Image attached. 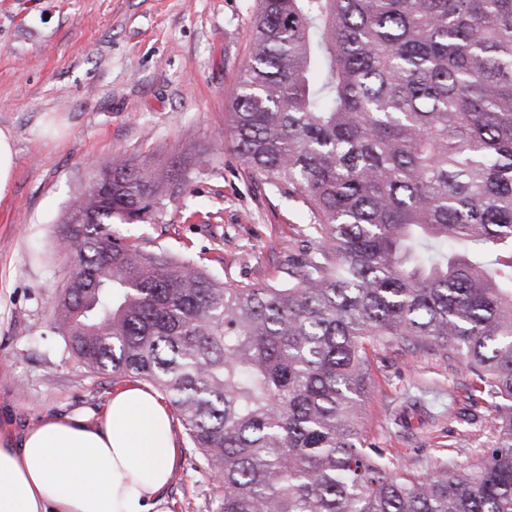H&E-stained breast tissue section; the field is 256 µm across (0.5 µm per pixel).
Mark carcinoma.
I'll use <instances>...</instances> for the list:
<instances>
[{
    "instance_id": "cac0c4a2",
    "label": "carcinoma",
    "mask_w": 512,
    "mask_h": 512,
    "mask_svg": "<svg viewBox=\"0 0 512 512\" xmlns=\"http://www.w3.org/2000/svg\"><path fill=\"white\" fill-rule=\"evenodd\" d=\"M256 2L230 135L317 246L284 283L223 282L113 227L188 178L114 165L58 230L64 350L163 395L221 512H512V0ZM377 345L464 359L499 414L480 459L414 474L366 445Z\"/></svg>"
}]
</instances>
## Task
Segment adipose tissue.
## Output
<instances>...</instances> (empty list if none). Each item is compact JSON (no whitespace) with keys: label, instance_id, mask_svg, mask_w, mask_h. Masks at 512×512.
Wrapping results in <instances>:
<instances>
[{"label":"adipose tissue","instance_id":"obj_1","mask_svg":"<svg viewBox=\"0 0 512 512\" xmlns=\"http://www.w3.org/2000/svg\"><path fill=\"white\" fill-rule=\"evenodd\" d=\"M172 420L156 393L130 383L98 416H47L19 439L0 432V512H169Z\"/></svg>","mask_w":512,"mask_h":512}]
</instances>
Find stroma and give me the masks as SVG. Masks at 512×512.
<instances>
[{
  "mask_svg": "<svg viewBox=\"0 0 512 512\" xmlns=\"http://www.w3.org/2000/svg\"><path fill=\"white\" fill-rule=\"evenodd\" d=\"M255 0H0V130L16 151L0 198V430L47 415L99 414L117 386L83 373L52 329L74 260L56 249L70 200L95 171L146 161L186 192L161 218L122 225L221 278L287 279L315 242L301 207L252 180L228 132L251 55ZM359 421L401 470L465 463L490 446L493 408L459 360L378 346ZM163 492L172 512H219L222 491L197 467L182 426Z\"/></svg>",
  "mask_w": 512,
  "mask_h": 512,
  "instance_id": "35a3bbf8",
  "label": "stroma"
}]
</instances>
